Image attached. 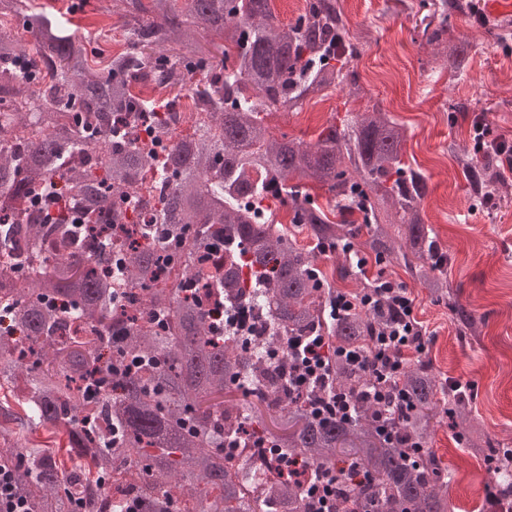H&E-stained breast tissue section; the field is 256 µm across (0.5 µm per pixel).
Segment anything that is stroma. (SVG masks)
<instances>
[{
	"instance_id": "stroma-1",
	"label": "stroma",
	"mask_w": 512,
	"mask_h": 512,
	"mask_svg": "<svg viewBox=\"0 0 512 512\" xmlns=\"http://www.w3.org/2000/svg\"><path fill=\"white\" fill-rule=\"evenodd\" d=\"M348 28L359 42L351 62L364 89L351 97L331 89L304 100L298 111L267 117L274 137L316 141L329 121L381 104L406 129V158L427 177L425 219L447 252L448 278L461 300L485 318L480 339L458 334L447 305L434 303L425 288L400 266L368 264L369 275L407 286L415 313L434 342L424 357L442 379L473 382L472 406L495 439L512 442V203L473 208L468 182L449 152V144L471 145L470 119L485 114L495 134L512 141V39L499 42L492 32L512 19L480 25L469 11L453 14L449 37L470 46L469 77L449 79L415 27L421 0H339ZM78 35L95 52L125 51L124 20L114 0H34ZM454 474L456 512H486L484 485L490 475L482 459L456 443L448 424L438 425L432 443Z\"/></svg>"
}]
</instances>
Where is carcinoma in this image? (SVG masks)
<instances>
[{
    "mask_svg": "<svg viewBox=\"0 0 512 512\" xmlns=\"http://www.w3.org/2000/svg\"><path fill=\"white\" fill-rule=\"evenodd\" d=\"M130 48L108 59L57 17L0 0V18L19 17L34 47L0 32V465L12 470L31 512H309L297 483L266 477L268 458L251 454L262 477L241 478L246 433L286 448L311 470L336 471L342 512H453V477L431 448L445 418L459 442L483 459L512 512V448L473 420L471 395L451 390L422 358L398 385L413 412L398 439L377 429L368 374L342 357L337 386L357 407L352 423L317 421L288 392V339L314 333L339 349L370 350L399 319L385 301L365 307L369 288L348 260L396 264L448 305L462 336L482 321L458 298L448 255L425 223L426 176L405 159V128L375 107L328 124L317 142L276 139L263 113L298 109L338 86L355 95L357 56L337 0H305L295 21L277 20L271 0H120ZM423 37L451 77L465 79L466 46L448 37L456 0H436ZM219 42L217 64L199 35ZM197 111L189 135L174 127L175 90L186 74ZM170 97L142 99L138 82ZM474 204L504 201L497 159L454 152ZM327 190L333 221L309 188ZM57 214L33 204L49 190ZM152 192L151 214L127 210ZM318 245H337L340 279L352 280L353 308L333 320L337 289L317 256L281 227L277 210ZM224 294V313L249 339L214 334L209 313L185 293L202 281ZM25 336H13V327ZM44 429L68 437L67 455L36 443ZM420 445L415 460L401 442Z\"/></svg>",
    "mask_w": 512,
    "mask_h": 512,
    "instance_id": "carcinoma-1",
    "label": "carcinoma"
}]
</instances>
